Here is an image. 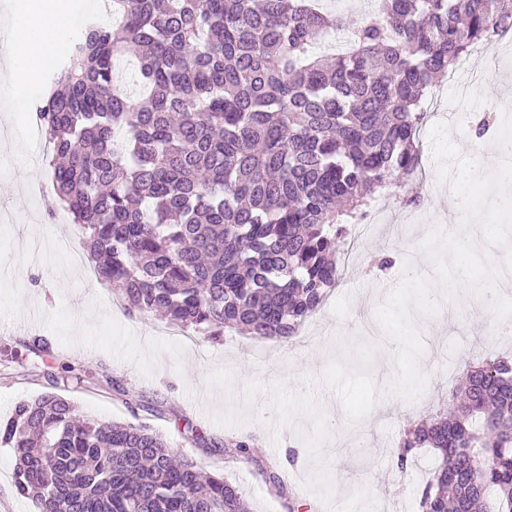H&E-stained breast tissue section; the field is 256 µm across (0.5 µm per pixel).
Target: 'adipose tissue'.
Returning a JSON list of instances; mask_svg holds the SVG:
<instances>
[{
	"label": "adipose tissue",
	"mask_w": 512,
	"mask_h": 512,
	"mask_svg": "<svg viewBox=\"0 0 512 512\" xmlns=\"http://www.w3.org/2000/svg\"><path fill=\"white\" fill-rule=\"evenodd\" d=\"M15 35L0 80L9 84L14 99L24 100L39 68L61 45L69 24L57 0H31L28 12L13 20Z\"/></svg>",
	"instance_id": "adipose-tissue-1"
}]
</instances>
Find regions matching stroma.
<instances>
[{
	"instance_id": "35a3bbf8",
	"label": "stroma",
	"mask_w": 512,
	"mask_h": 512,
	"mask_svg": "<svg viewBox=\"0 0 512 512\" xmlns=\"http://www.w3.org/2000/svg\"><path fill=\"white\" fill-rule=\"evenodd\" d=\"M466 66L460 81L497 110L512 42L480 46ZM15 106L0 82V422L54 392L96 420L150 424L175 454L236 485L251 512H419L435 455L416 449L398 470L405 420L444 408L470 367L512 358V336L495 334L475 296H446L428 258H403L451 209L428 136L421 176L379 198L380 223L353 227L342 281L297 336L228 330L189 343L158 316L127 315L115 291L70 265L73 226L52 215L54 192L28 194L50 183L51 166L24 119L6 120ZM378 255L393 266L370 270ZM239 436L252 438L251 460L225 463V441Z\"/></svg>"
}]
</instances>
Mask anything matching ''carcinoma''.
<instances>
[{
    "mask_svg": "<svg viewBox=\"0 0 512 512\" xmlns=\"http://www.w3.org/2000/svg\"><path fill=\"white\" fill-rule=\"evenodd\" d=\"M36 106L56 194L125 309L218 338L287 340L342 268L347 224L421 169V101L512 0H375L352 48L312 52L339 17L309 0H111ZM139 63L129 95L114 64ZM38 512H249L229 481L142 422L101 423L56 393L0 423ZM225 447L251 458L252 439ZM438 451L421 512H512V361L468 370L448 410L405 429L404 470Z\"/></svg>",
    "mask_w": 512,
    "mask_h": 512,
    "instance_id": "obj_1",
    "label": "carcinoma"
}]
</instances>
